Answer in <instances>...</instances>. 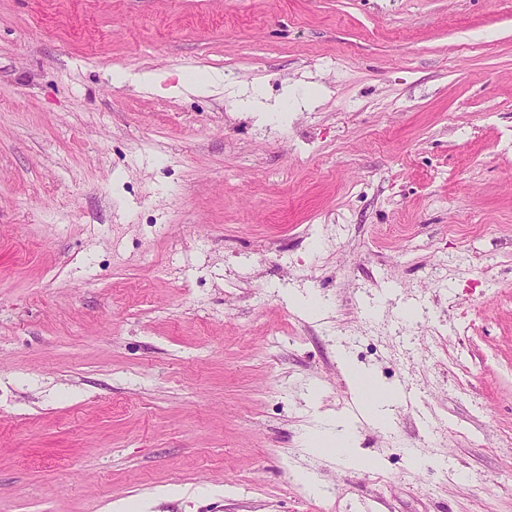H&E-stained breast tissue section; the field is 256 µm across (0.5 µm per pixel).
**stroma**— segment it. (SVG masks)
I'll list each match as a JSON object with an SVG mask.
<instances>
[{"label":"stroma","mask_w":512,"mask_h":512,"mask_svg":"<svg viewBox=\"0 0 512 512\" xmlns=\"http://www.w3.org/2000/svg\"><path fill=\"white\" fill-rule=\"evenodd\" d=\"M130 497L512 512V0H0V512ZM308 447L352 468L370 469L377 465L375 458L363 456L354 448L353 426L347 421L330 420L311 436Z\"/></svg>","instance_id":"obj_1"}]
</instances>
